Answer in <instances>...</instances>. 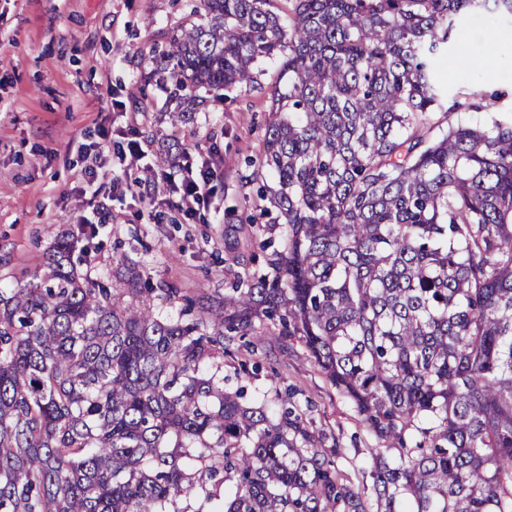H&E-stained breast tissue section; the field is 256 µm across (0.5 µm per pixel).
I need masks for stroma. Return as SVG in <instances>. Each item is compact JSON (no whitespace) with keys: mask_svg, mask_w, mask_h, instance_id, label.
Wrapping results in <instances>:
<instances>
[{"mask_svg":"<svg viewBox=\"0 0 512 512\" xmlns=\"http://www.w3.org/2000/svg\"><path fill=\"white\" fill-rule=\"evenodd\" d=\"M194 2L0 0V286L35 280L57 237L79 218L98 222V214L78 194L89 160L76 145L90 142L101 126L136 130L144 156L125 173L146 186L163 219L146 223L135 218L134 201H113L112 222L99 227L93 273L108 275L127 259L152 281L169 282L189 295L220 296L234 274L261 264L256 242L236 240L229 218L251 213L260 203L240 186L236 174L262 152L267 95L241 88L235 101L211 104L194 122L183 124L170 120L162 110L164 93L143 80L151 46L182 22ZM485 26L504 36L494 71L441 63L449 96L475 87L502 92L496 113L471 111V120L478 123L512 113V20L492 14L481 24L466 17L460 24L466 50L479 52L478 34ZM159 137L179 141L194 166L220 149L231 170L194 218L177 210L180 197L169 181L146 173ZM279 344L274 336L257 342L255 357L262 370L245 384L235 378L233 362L225 361L229 387L246 386L251 395L295 390L313 428L340 448L337 468L355 484L371 487L375 436L299 341H289L284 354Z\"/></svg>","mask_w":512,"mask_h":512,"instance_id":"stroma-1","label":"stroma"}]
</instances>
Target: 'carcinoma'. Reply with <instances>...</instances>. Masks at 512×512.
Returning <instances> with one entry per match:
<instances>
[{"label":"carcinoma","mask_w":512,"mask_h":512,"mask_svg":"<svg viewBox=\"0 0 512 512\" xmlns=\"http://www.w3.org/2000/svg\"><path fill=\"white\" fill-rule=\"evenodd\" d=\"M275 2L199 0L146 82L188 123L268 90L239 180L272 174L282 244L216 298L94 277L65 233L1 288L0 512H512V120L452 118L438 76L456 20L512 0ZM271 329L378 440L374 503L290 394L224 387Z\"/></svg>","instance_id":"obj_1"}]
</instances>
